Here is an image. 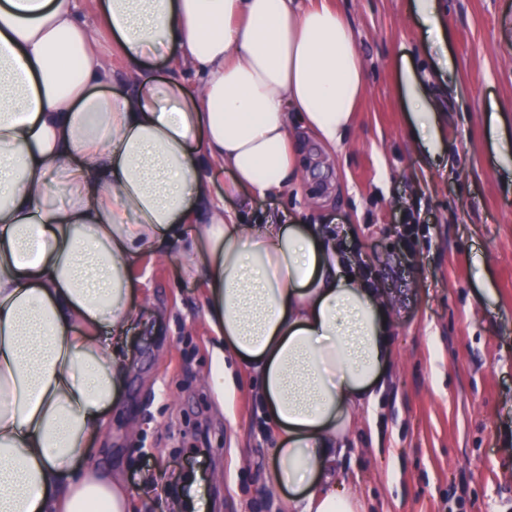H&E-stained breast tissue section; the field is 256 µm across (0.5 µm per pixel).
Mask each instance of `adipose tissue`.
Listing matches in <instances>:
<instances>
[{"mask_svg": "<svg viewBox=\"0 0 512 512\" xmlns=\"http://www.w3.org/2000/svg\"><path fill=\"white\" fill-rule=\"evenodd\" d=\"M126 59L113 91L109 50L77 0H0V512H130L138 489L104 469L90 442L127 379L136 317L130 270L149 246L188 237L224 357L252 368L278 432L272 494L293 512H363L336 476L358 414L394 352L395 302L340 255L338 231L274 212L236 224L224 192L276 194L305 175L290 113L329 153L342 149L365 90L348 21L326 0H97ZM202 79L144 77L172 48ZM402 83L410 132L438 153L441 131L414 68Z\"/></svg>", "mask_w": 512, "mask_h": 512, "instance_id": "obj_1", "label": "adipose tissue"}]
</instances>
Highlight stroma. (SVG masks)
<instances>
[{
	"mask_svg": "<svg viewBox=\"0 0 512 512\" xmlns=\"http://www.w3.org/2000/svg\"><path fill=\"white\" fill-rule=\"evenodd\" d=\"M328 2L366 66L342 150L309 148V179L247 206L225 196L227 170H211V192L240 224L284 209L340 228L397 303L384 389L336 459L366 512H512V179L486 141L489 112L512 123V0H437L444 49L410 0ZM406 63L434 101L446 163L407 135ZM179 250L156 246L132 267L129 375L93 454L134 488L155 474L159 493L134 512H171L173 485L182 512H291L267 485L273 426L257 377L229 359L231 392L210 382L207 282L184 275Z\"/></svg>",
	"mask_w": 512,
	"mask_h": 512,
	"instance_id": "obj_1",
	"label": "stroma"
}]
</instances>
